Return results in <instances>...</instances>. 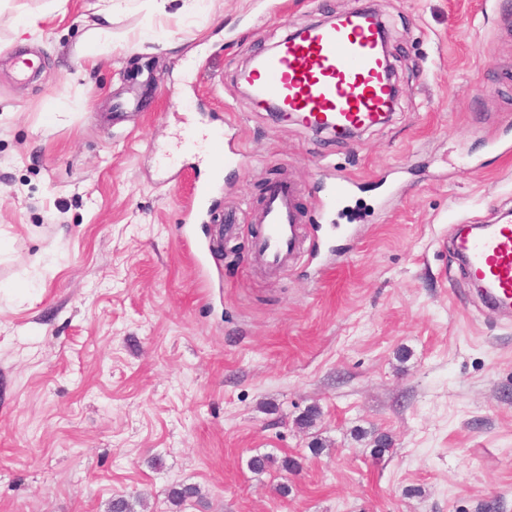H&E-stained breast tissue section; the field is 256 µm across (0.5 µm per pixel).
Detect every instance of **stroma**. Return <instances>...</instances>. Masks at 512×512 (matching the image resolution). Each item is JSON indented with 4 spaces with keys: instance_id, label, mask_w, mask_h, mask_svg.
Masks as SVG:
<instances>
[{
    "instance_id": "stroma-1",
    "label": "stroma",
    "mask_w": 512,
    "mask_h": 512,
    "mask_svg": "<svg viewBox=\"0 0 512 512\" xmlns=\"http://www.w3.org/2000/svg\"><path fill=\"white\" fill-rule=\"evenodd\" d=\"M93 2L0 6V512H512V314L452 245L512 213V0H122L90 59ZM365 7L388 123L345 139L240 94L246 61ZM199 126L241 163L166 165ZM284 179L306 253L272 278L221 222ZM329 180L328 190L320 199V207L322 210L333 211L337 209L351 194L354 182L348 178L336 177Z\"/></svg>"
}]
</instances>
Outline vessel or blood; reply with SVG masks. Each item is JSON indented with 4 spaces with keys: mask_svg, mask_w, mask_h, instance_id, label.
Here are the masks:
<instances>
[{
    "mask_svg": "<svg viewBox=\"0 0 512 512\" xmlns=\"http://www.w3.org/2000/svg\"><path fill=\"white\" fill-rule=\"evenodd\" d=\"M374 13L353 10L333 26L316 27L283 41L261 56L252 75L258 101H275L308 127L336 132L376 125L387 104L385 64L378 54ZM353 182L336 178L320 200L321 209H337L351 194ZM296 187L274 183L252 237V257L266 271H285L300 243ZM456 247L467 259L471 279L488 285L486 300L512 302V224H497L479 237L461 238Z\"/></svg>",
    "mask_w": 512,
    "mask_h": 512,
    "instance_id": "obj_1",
    "label": "vessel or blood"
}]
</instances>
